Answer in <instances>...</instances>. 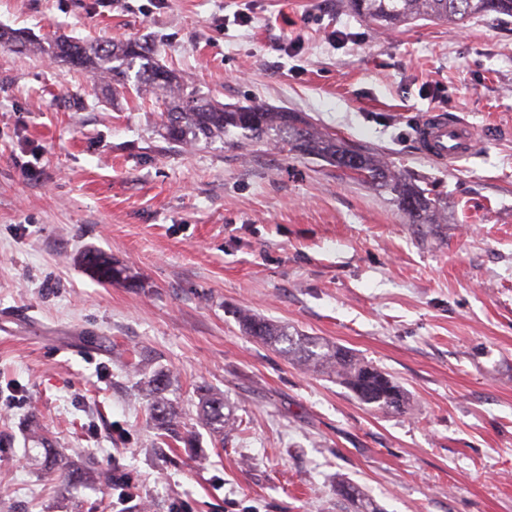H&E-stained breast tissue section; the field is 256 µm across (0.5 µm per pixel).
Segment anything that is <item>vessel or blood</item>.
<instances>
[{"mask_svg":"<svg viewBox=\"0 0 512 512\" xmlns=\"http://www.w3.org/2000/svg\"><path fill=\"white\" fill-rule=\"evenodd\" d=\"M417 137L425 154L441 163L470 159L484 146L483 138L469 123L439 112L424 116Z\"/></svg>","mask_w":512,"mask_h":512,"instance_id":"b4317fda","label":"vessel or blood"}]
</instances>
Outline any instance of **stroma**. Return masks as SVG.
Listing matches in <instances>:
<instances>
[{"label": "stroma", "instance_id": "stroma-1", "mask_svg": "<svg viewBox=\"0 0 512 512\" xmlns=\"http://www.w3.org/2000/svg\"><path fill=\"white\" fill-rule=\"evenodd\" d=\"M1 28L153 45L205 96L303 113L432 183L448 212L407 223L384 190L272 142L168 144L154 95L0 47V512H345L343 479L383 512H512V22L387 31L341 0H0ZM431 111L466 119L484 151L423 155ZM88 251L134 285L101 282ZM240 308L389 373L407 413L245 336ZM159 370L193 447L158 444L141 386ZM201 385L238 419L223 442L197 418ZM35 427L84 469L79 490L29 464Z\"/></svg>", "mask_w": 512, "mask_h": 512}]
</instances>
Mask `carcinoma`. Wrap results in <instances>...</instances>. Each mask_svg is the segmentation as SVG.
I'll use <instances>...</instances> for the list:
<instances>
[{"label":"carcinoma","mask_w":512,"mask_h":512,"mask_svg":"<svg viewBox=\"0 0 512 512\" xmlns=\"http://www.w3.org/2000/svg\"><path fill=\"white\" fill-rule=\"evenodd\" d=\"M346 7L359 18L383 29H396L418 20L447 23L464 28L475 19L494 16L497 21L512 18V0H346ZM27 52H42L56 62L91 72L104 79L107 91L122 95L133 89L137 94L150 91L165 97L163 137L176 145L191 146L222 140L232 148L258 142H274L301 157L314 156L328 165L363 182L387 190L411 224H438L448 211V202L428 187L415 184L393 170L387 163L365 149L316 131L298 112L262 105H224L201 95L186 85L174 71L149 61L148 48L137 41L114 43L110 39L84 42L59 36L44 47L30 43L14 32L0 31V46ZM140 64V83H130V71ZM99 280L108 282L133 279L126 269L113 265L100 253L83 256ZM242 331L257 342L274 346L288 360L312 371L336 377L360 402L387 413L408 410L402 389L380 368L355 353L319 337L292 334L249 309L237 312ZM169 376L154 373L147 381L144 396L149 401L150 419L163 438L180 437V421L163 393ZM199 419L219 441L224 432L234 429L232 413H224V395L208 387L198 388ZM33 443L49 461L45 474L60 475L71 488L82 480L67 455L50 445L41 431ZM338 495L349 502L354 512H381L349 482L339 485Z\"/></svg>","instance_id":"cac0c4a2"}]
</instances>
